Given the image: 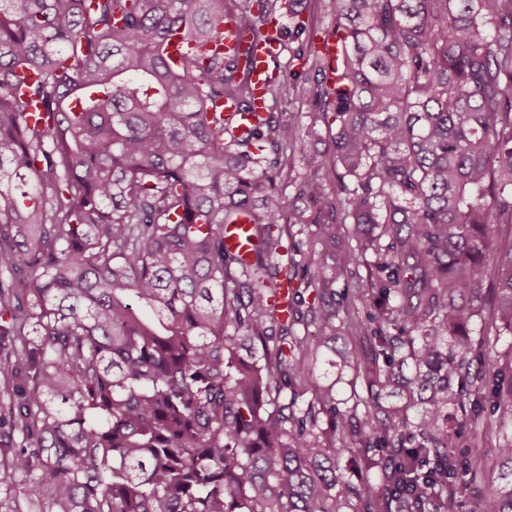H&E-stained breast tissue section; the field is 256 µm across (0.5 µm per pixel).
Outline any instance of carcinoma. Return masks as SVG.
Masks as SVG:
<instances>
[{
    "label": "carcinoma",
    "instance_id": "obj_1",
    "mask_svg": "<svg viewBox=\"0 0 512 512\" xmlns=\"http://www.w3.org/2000/svg\"><path fill=\"white\" fill-rule=\"evenodd\" d=\"M329 8L336 82L316 52L309 94L333 160L306 163L336 175L346 234L314 224L280 274L307 217L272 199L262 142L297 127L257 114L251 45L165 53L231 20L260 40L278 0H0V512H453L484 472L458 421L500 437L512 477V349L469 327L487 309L512 335V11ZM246 212L249 262L224 252Z\"/></svg>",
    "mask_w": 512,
    "mask_h": 512
}]
</instances>
